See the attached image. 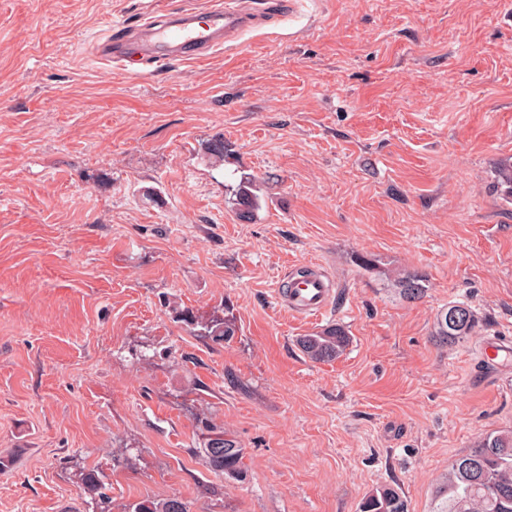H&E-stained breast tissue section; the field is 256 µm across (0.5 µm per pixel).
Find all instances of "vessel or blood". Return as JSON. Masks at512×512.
<instances>
[{"mask_svg": "<svg viewBox=\"0 0 512 512\" xmlns=\"http://www.w3.org/2000/svg\"><path fill=\"white\" fill-rule=\"evenodd\" d=\"M247 22V13L238 0H228L210 8L203 19L197 12L181 11L144 18L131 30L117 28L100 39L94 51L105 63L132 72L164 60L206 56L230 41ZM337 293V281L324 266L298 263L281 273L275 299L290 315L317 318L329 311ZM481 360L490 369L512 366V341L486 338Z\"/></svg>", "mask_w": 512, "mask_h": 512, "instance_id": "vessel-or-blood-1", "label": "vessel or blood"}]
</instances>
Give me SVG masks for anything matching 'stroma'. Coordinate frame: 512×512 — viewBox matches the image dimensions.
Masks as SVG:
<instances>
[{
    "label": "stroma",
    "instance_id": "stroma-1",
    "mask_svg": "<svg viewBox=\"0 0 512 512\" xmlns=\"http://www.w3.org/2000/svg\"><path fill=\"white\" fill-rule=\"evenodd\" d=\"M216 0H0V512H112L179 496L191 512H358L436 480L512 430V0H294L287 20L136 76L90 48L148 13ZM223 139L215 165L201 150ZM262 186L253 221L225 185ZM374 255L380 270L358 268ZM326 266L332 308L277 304L291 264ZM405 270L427 277L402 299ZM230 303L218 344L175 319ZM468 304L443 346L437 314ZM341 325L315 362L299 337ZM246 448L245 481L210 473L202 418ZM457 306H463L464 309L466 310V320L459 326H451L448 323V318L450 320L457 322L460 319L461 314L459 313L458 310H451L448 312V309ZM476 324L477 316L468 305L464 303L448 305V308H444L436 316L433 336H435V338L440 342V344H454L460 341L461 339L470 336L475 331ZM350 344L346 330L339 325L299 339L301 351L312 361L330 362L339 358ZM481 361L490 369H503L512 364L511 341L499 336L486 338L481 346ZM81 481L84 484L85 490L91 497V503L96 512H112L111 498L105 492L106 487L104 482L92 471L82 472ZM359 512H409L408 500L401 488L383 486L362 498Z\"/></svg>",
    "mask_w": 512,
    "mask_h": 512
}]
</instances>
